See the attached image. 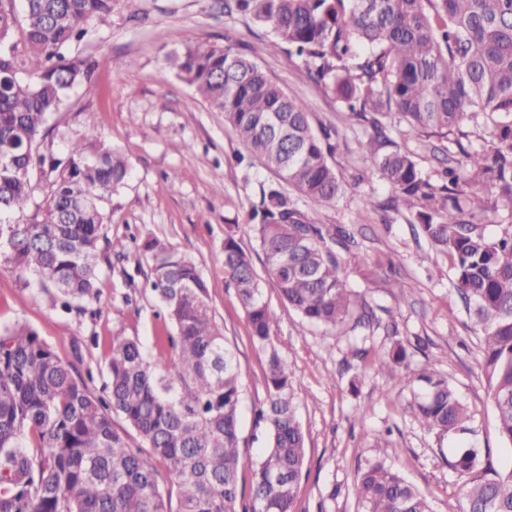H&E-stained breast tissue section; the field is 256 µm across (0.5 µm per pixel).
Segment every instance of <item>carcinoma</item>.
I'll return each mask as SVG.
<instances>
[{"mask_svg": "<svg viewBox=\"0 0 512 512\" xmlns=\"http://www.w3.org/2000/svg\"><path fill=\"white\" fill-rule=\"evenodd\" d=\"M224 9L269 27L303 60L309 82L370 127L360 147L395 193L388 208L416 211L422 235L451 259L456 290L473 307L499 435L512 446V225L491 234L475 223L488 209L512 214V0H224ZM111 11L112 0H23L25 80L2 48L16 17L0 4V253L68 308L97 298L101 252L124 253L103 230L101 201L125 185L129 164L93 129L64 159L46 160L36 143L48 115L87 77L84 63L63 50L82 39L87 21ZM167 61L278 177L261 189L250 220L283 301L313 327L334 329L352 318L370 325L369 312L355 313L341 275L353 233L315 218L343 186L330 162L335 145L313 129L308 104L230 44L201 47L189 38ZM392 113L411 132L446 136L470 124L488 147L462 151L434 182L409 153L381 152ZM46 163L51 195L43 215L30 218L32 171ZM484 184L492 194L486 203L472 193ZM144 248L152 261L147 285L171 329L154 337L156 355L136 337L112 336L100 393L28 326L0 330V512H293L306 441L292 374L271 338L276 314L251 255L225 234L224 272L267 367L257 420L268 444L255 462L251 506L240 511V367L196 263L157 240ZM405 358L397 341L379 357L378 371L392 372ZM405 383L428 428L468 431L469 409L448 377L426 366ZM114 414L144 447L118 434ZM159 461L176 491L162 487ZM452 467L464 478L465 512H512V468L492 469L481 449L465 443ZM353 494L358 512H433L383 463L358 475Z\"/></svg>", "mask_w": 512, "mask_h": 512, "instance_id": "cac0c4a2", "label": "carcinoma"}]
</instances>
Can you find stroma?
Masks as SVG:
<instances>
[{"mask_svg":"<svg viewBox=\"0 0 512 512\" xmlns=\"http://www.w3.org/2000/svg\"><path fill=\"white\" fill-rule=\"evenodd\" d=\"M85 29L84 39L69 54L93 62L94 68L49 116L38 149L62 154L93 126L105 145L124 153L130 165L127 182L102 207L104 232L126 244L127 257L119 263L100 261L99 298L87 301L84 314L55 307L51 292L39 288L32 276H17L0 257V327L27 325L62 361L82 357L79 373L92 374L93 389H100L114 333L149 343L164 327L156 298L143 288L151 258L141 252V244L155 238L193 259L241 370L239 488L249 493L253 465L267 445L264 427L254 422L255 409L267 397L266 358L253 346L244 309L225 280L224 234L234 229L277 315L272 341L293 374L306 437L295 512H356L354 480L377 462L398 470L428 497L435 512H461L463 482L451 467L459 441L489 449L499 471L512 467V447L499 438L480 341L456 292L448 257L429 247L414 214L382 207L391 190L368 169L359 150L368 126L349 119L332 93L309 83L301 59L290 55L270 28L225 13L224 0H112L111 12L90 19ZM190 37L204 46L231 42L254 54L283 91L309 103L314 128L338 131L333 163L344 192L317 218L354 230L358 256L347 263V284L356 300L370 307L371 329L310 327L265 278L248 215L261 185L275 175L260 161L238 162L247 148L223 113L167 65V56ZM107 58L112 61L108 67L103 64ZM391 140L426 175L441 169L444 155L482 146L471 128L454 142L396 124ZM171 175L176 184L168 183ZM368 195L379 201V208L363 209ZM396 340L407 350V375L429 365L455 387L472 416L465 438L429 429L415 414L410 390L398 378L377 372L379 357ZM358 370L367 376L354 391L349 382Z\"/></svg>","mask_w":512,"mask_h":512,"instance_id":"obj_1","label":"stroma"}]
</instances>
